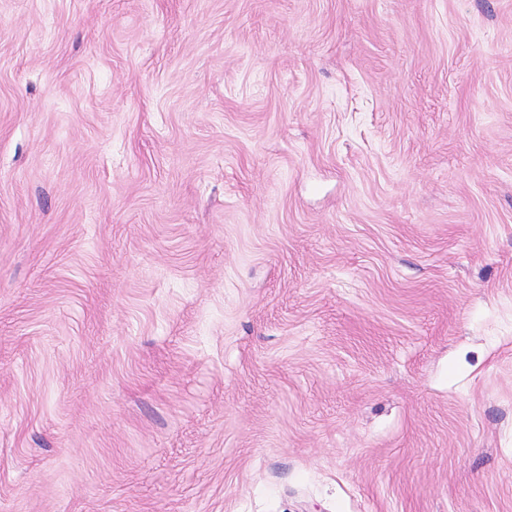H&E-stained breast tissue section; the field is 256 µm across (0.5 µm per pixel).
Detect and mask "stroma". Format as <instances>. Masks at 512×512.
Instances as JSON below:
<instances>
[{
  "mask_svg": "<svg viewBox=\"0 0 512 512\" xmlns=\"http://www.w3.org/2000/svg\"><path fill=\"white\" fill-rule=\"evenodd\" d=\"M0 512H512V0H0Z\"/></svg>",
  "mask_w": 512,
  "mask_h": 512,
  "instance_id": "stroma-1",
  "label": "stroma"
}]
</instances>
